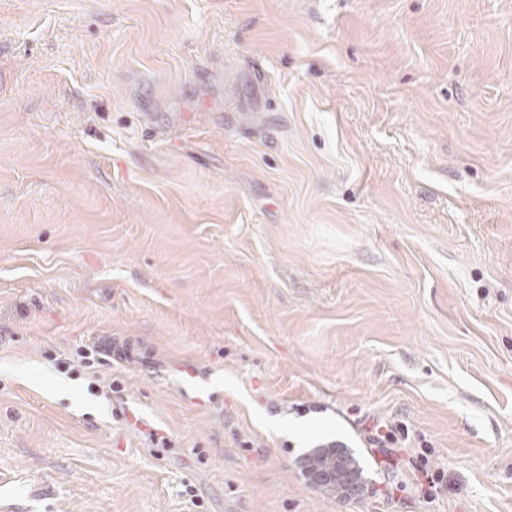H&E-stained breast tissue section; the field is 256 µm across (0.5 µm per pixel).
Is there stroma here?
I'll use <instances>...</instances> for the list:
<instances>
[{"label": "stroma", "mask_w": 512, "mask_h": 512, "mask_svg": "<svg viewBox=\"0 0 512 512\" xmlns=\"http://www.w3.org/2000/svg\"><path fill=\"white\" fill-rule=\"evenodd\" d=\"M1 502L512 512V0H0ZM369 433L368 441L374 448H403L402 442L405 440V430L401 425L396 427L388 424L375 423L372 428L366 429ZM329 461H333L336 466L339 462H342L345 465L347 476L356 483H361L362 469L354 455L347 448L330 449V452L314 457V462L318 466H327Z\"/></svg>", "instance_id": "1"}]
</instances>
